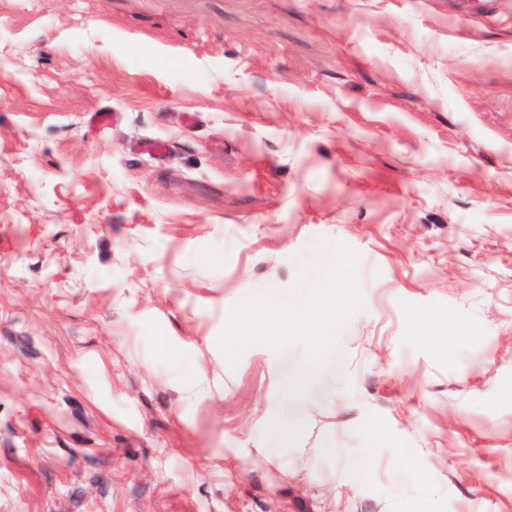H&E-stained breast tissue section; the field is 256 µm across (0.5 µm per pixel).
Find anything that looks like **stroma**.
Wrapping results in <instances>:
<instances>
[{
    "label": "stroma",
    "instance_id": "obj_1",
    "mask_svg": "<svg viewBox=\"0 0 512 512\" xmlns=\"http://www.w3.org/2000/svg\"><path fill=\"white\" fill-rule=\"evenodd\" d=\"M320 238L336 394L236 457ZM0 512H512V0H0Z\"/></svg>",
    "mask_w": 512,
    "mask_h": 512
}]
</instances>
